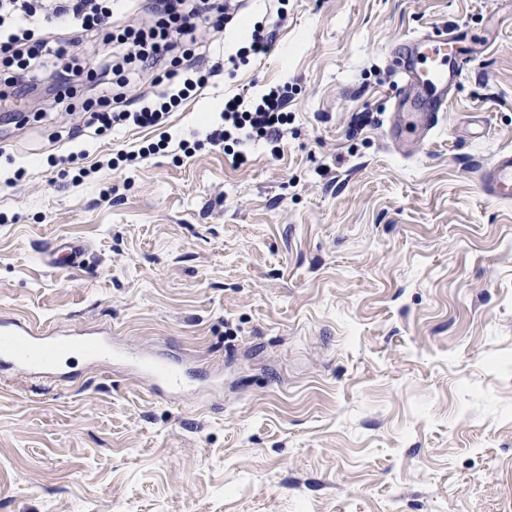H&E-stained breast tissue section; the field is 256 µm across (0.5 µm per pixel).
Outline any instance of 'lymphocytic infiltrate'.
<instances>
[{"mask_svg":"<svg viewBox=\"0 0 512 512\" xmlns=\"http://www.w3.org/2000/svg\"><path fill=\"white\" fill-rule=\"evenodd\" d=\"M138 9L137 0H0V58L7 61L11 74L0 84V120L23 126L26 119L17 114L18 102L61 106L73 87L83 80L102 86L110 73H118V87L136 85L153 70L162 57L183 63V70L169 73L166 90L152 101L124 99V108L113 111L111 94H103L93 121L100 129L118 125L151 129L164 124L169 112L197 96L215 77L202 58L193 55L190 45L198 35L223 33L236 14L227 7L212 15L209 0H148V11L157 18L150 33L131 27L111 32V19L118 4ZM102 41L117 45L122 53L119 64L109 56L97 59L92 70L71 66V47L82 41ZM287 86L269 88L259 98L244 102L233 97L225 101L219 124L208 130V144L222 147L225 155H245L258 143L279 151L288 124Z\"/></svg>","mask_w":512,"mask_h":512,"instance_id":"obj_1","label":"lymphocytic infiltrate"}]
</instances>
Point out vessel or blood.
<instances>
[{"instance_id": "obj_1", "label": "vessel or blood", "mask_w": 512, "mask_h": 512, "mask_svg": "<svg viewBox=\"0 0 512 512\" xmlns=\"http://www.w3.org/2000/svg\"><path fill=\"white\" fill-rule=\"evenodd\" d=\"M462 32L416 35L401 41L393 51V73L400 94L395 101L397 121L388 140L405 154H413L414 136H433L448 103L459 90L473 59L460 48ZM480 191L498 202H512V151H500L479 169ZM86 248L64 242L49 249L46 262L54 268H75ZM110 337L85 338L68 331L45 332L11 313L0 314V369L7 368L31 378H66L73 359L106 362L112 358ZM132 358L137 371L150 382L158 396L185 395L181 367L168 360L146 356L133 349L122 351Z\"/></svg>"}]
</instances>
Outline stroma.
<instances>
[{
  "mask_svg": "<svg viewBox=\"0 0 512 512\" xmlns=\"http://www.w3.org/2000/svg\"><path fill=\"white\" fill-rule=\"evenodd\" d=\"M284 18H277V9ZM269 54L164 128L289 84L288 134L234 166L206 145L113 171L157 131L68 137L97 96L0 127V310L179 359L163 400L121 360L0 381V512H512V203L476 171L512 150V0H250ZM434 28L486 43L432 138L385 131L391 49ZM99 169L74 182L69 153ZM83 243L71 271L47 246Z\"/></svg>",
  "mask_w": 512,
  "mask_h": 512,
  "instance_id": "1",
  "label": "stroma"
}]
</instances>
